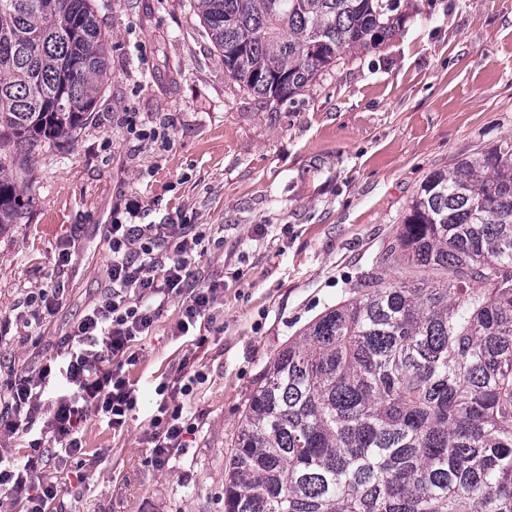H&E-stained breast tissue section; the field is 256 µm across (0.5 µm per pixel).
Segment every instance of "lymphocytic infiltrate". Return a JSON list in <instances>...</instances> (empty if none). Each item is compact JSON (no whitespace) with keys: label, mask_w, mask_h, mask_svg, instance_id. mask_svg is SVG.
<instances>
[{"label":"lymphocytic infiltrate","mask_w":512,"mask_h":512,"mask_svg":"<svg viewBox=\"0 0 512 512\" xmlns=\"http://www.w3.org/2000/svg\"><path fill=\"white\" fill-rule=\"evenodd\" d=\"M127 214L128 223L112 227L104 296L57 344L68 359L66 393L47 394L51 368L45 365L16 374L0 397V429L31 437L23 462L0 453V492L8 502L22 503L24 512H46L60 499L59 484L44 474L48 443L57 444L66 456L78 455L77 434L91 411L104 415L113 428L124 425L137 398L123 367L135 362L133 344L149 332L157 308L182 298L173 333L183 337L214 310L222 294L215 285H193L195 257L204 240L195 225L141 224L136 209ZM160 411L147 442L152 446L151 466L164 469L186 454L187 437L196 424L182 406L164 404Z\"/></svg>","instance_id":"obj_1"}]
</instances>
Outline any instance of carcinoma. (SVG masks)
<instances>
[{
	"label": "carcinoma",
	"mask_w": 512,
	"mask_h": 512,
	"mask_svg": "<svg viewBox=\"0 0 512 512\" xmlns=\"http://www.w3.org/2000/svg\"><path fill=\"white\" fill-rule=\"evenodd\" d=\"M224 75L291 101L394 37L396 0H192ZM94 0H0V231L13 155L72 140L109 81ZM224 512H512V136L433 170L349 296L244 401Z\"/></svg>",
	"instance_id": "obj_1"
}]
</instances>
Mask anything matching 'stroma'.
Returning a JSON list of instances; mask_svg holds the SVG:
<instances>
[{"mask_svg":"<svg viewBox=\"0 0 512 512\" xmlns=\"http://www.w3.org/2000/svg\"><path fill=\"white\" fill-rule=\"evenodd\" d=\"M110 82L75 141L19 156L24 206L0 232V382L55 357L105 291L111 226L196 224L197 284L224 296L177 338L181 299L135 343L122 430L88 415L83 450L49 458L61 512H224V456L266 363L394 240L433 170L512 134V0H399L378 49L270 104L224 76L190 0H96ZM63 288L37 328L11 325L30 292ZM198 431L170 468L143 440L177 367Z\"/></svg>","mask_w":512,"mask_h":512,"instance_id":"35a3bbf8","label":"stroma"}]
</instances>
